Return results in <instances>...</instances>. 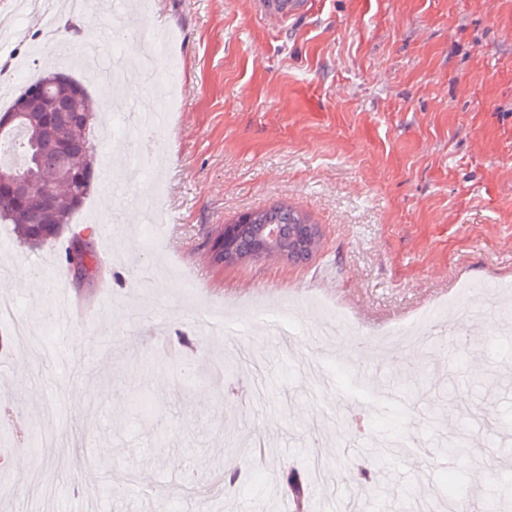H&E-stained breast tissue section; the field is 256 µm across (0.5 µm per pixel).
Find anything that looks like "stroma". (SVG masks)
I'll use <instances>...</instances> for the list:
<instances>
[{
  "label": "stroma",
  "instance_id": "stroma-1",
  "mask_svg": "<svg viewBox=\"0 0 512 512\" xmlns=\"http://www.w3.org/2000/svg\"><path fill=\"white\" fill-rule=\"evenodd\" d=\"M3 23L28 33L0 53L20 87L19 62L52 65L44 20L0 0ZM159 33L177 85L168 134L97 142L112 185L95 181L58 239L35 247L0 226L34 328L22 345L0 326V403L16 407L0 512H276L281 468L307 474L315 458L332 480L312 495L343 500L376 459L382 490L363 512L511 484L512 312L485 298L512 284V0H306L285 24L257 0H160L134 18L117 2L58 41L129 57ZM129 170L166 185L138 198L172 218L159 255L116 207ZM277 204L322 227L312 258L213 265L224 224ZM73 243L101 256L92 276L43 273ZM461 287L444 352L413 342L402 367L356 362L355 341ZM265 297L291 335L249 314ZM192 310L235 320L210 335ZM324 344L348 354L317 359ZM402 433L421 448H385ZM452 440L466 460L451 475L430 453Z\"/></svg>",
  "mask_w": 512,
  "mask_h": 512
}]
</instances>
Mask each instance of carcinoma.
<instances>
[{
  "mask_svg": "<svg viewBox=\"0 0 512 512\" xmlns=\"http://www.w3.org/2000/svg\"><path fill=\"white\" fill-rule=\"evenodd\" d=\"M59 76V72H50L32 82L45 90L38 110L0 134V169L25 174L36 185L22 203L0 194V223L14 225L17 233L33 246L56 238L90 189L87 185L77 195L68 191L48 194L53 184L62 182L57 162L61 144H66L71 170L79 172L93 163L94 146L83 132L86 119L93 114L91 97L77 79L70 76L61 80ZM17 155L21 157L19 163L13 161ZM256 214L263 224L310 223L307 214L288 205L258 210ZM281 479L297 512H309L312 502L300 473L287 468L281 471Z\"/></svg>",
  "mask_w": 512,
  "mask_h": 512,
  "instance_id": "cac0c4a2",
  "label": "carcinoma"
}]
</instances>
